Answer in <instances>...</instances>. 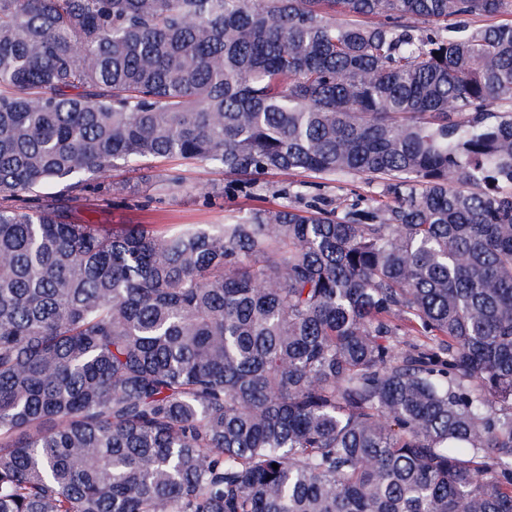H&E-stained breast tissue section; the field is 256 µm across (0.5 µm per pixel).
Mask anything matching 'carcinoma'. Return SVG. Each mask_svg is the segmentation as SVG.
I'll return each mask as SVG.
<instances>
[{"instance_id":"1","label":"carcinoma","mask_w":512,"mask_h":512,"mask_svg":"<svg viewBox=\"0 0 512 512\" xmlns=\"http://www.w3.org/2000/svg\"><path fill=\"white\" fill-rule=\"evenodd\" d=\"M506 10L0 0V512H512ZM172 157L391 202L74 217Z\"/></svg>"}]
</instances>
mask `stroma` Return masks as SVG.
Listing matches in <instances>:
<instances>
[{
  "instance_id": "stroma-1",
  "label": "stroma",
  "mask_w": 512,
  "mask_h": 512,
  "mask_svg": "<svg viewBox=\"0 0 512 512\" xmlns=\"http://www.w3.org/2000/svg\"><path fill=\"white\" fill-rule=\"evenodd\" d=\"M172 177L182 180L181 190L172 192L167 189L165 181ZM114 181L125 190V205H116L97 195L87 196L77 204L76 216L80 221L115 227L151 224L158 228L167 224H225L252 207L293 202L300 178L294 174H266L261 180L262 194L254 196L229 191L230 179L221 168L171 158L144 164L135 170L118 171ZM379 198L377 186L346 177L325 182L323 187L311 190L304 201L349 206L372 204Z\"/></svg>"
}]
</instances>
